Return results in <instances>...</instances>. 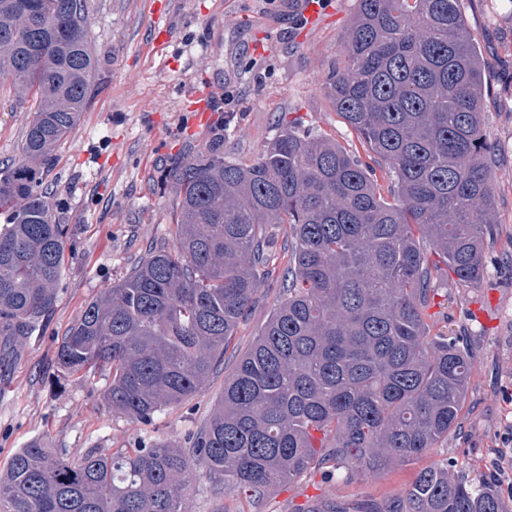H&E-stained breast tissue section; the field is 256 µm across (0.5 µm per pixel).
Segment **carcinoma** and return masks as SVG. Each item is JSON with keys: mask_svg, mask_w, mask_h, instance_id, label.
<instances>
[{"mask_svg": "<svg viewBox=\"0 0 512 512\" xmlns=\"http://www.w3.org/2000/svg\"><path fill=\"white\" fill-rule=\"evenodd\" d=\"M325 90L378 158L283 126L255 160L224 132L176 161L173 245L87 302L58 342L63 373L106 370L102 400L152 421L206 385L272 274L266 226L293 241L283 299L224 381L190 447L72 456L41 440L0 471V512H192L205 479L258 503L315 471L347 480L407 465L448 441L474 366L470 344L429 322L442 275H487L495 197L483 64L459 0H356ZM99 62L85 0H0V85L30 103L20 162L0 168V345L51 314L74 228L43 191L46 165L90 105ZM364 512H512L495 480L442 458Z\"/></svg>", "mask_w": 512, "mask_h": 512, "instance_id": "cac0c4a2", "label": "carcinoma"}]
</instances>
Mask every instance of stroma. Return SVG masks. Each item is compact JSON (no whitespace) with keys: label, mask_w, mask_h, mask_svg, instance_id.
Segmentation results:
<instances>
[{"label":"stroma","mask_w":512,"mask_h":512,"mask_svg":"<svg viewBox=\"0 0 512 512\" xmlns=\"http://www.w3.org/2000/svg\"><path fill=\"white\" fill-rule=\"evenodd\" d=\"M299 0H86L100 74L87 112L45 170L43 189L61 223L76 228L66 246L57 301L49 319L0 367V470L35 439L78 454L134 447L150 437L179 447L210 418L224 381L281 301L276 279L242 322L207 384L187 402L157 412L151 424L111 411L102 400L106 375L85 380L59 372L58 337L85 304L145 258L171 247L176 190L169 165L210 138L224 119V156L252 160L294 121L326 134L373 164L356 132L324 91L338 62L356 0H325L305 27ZM469 32L485 64L484 131L495 148L497 235L488 273L475 287L441 278L448 306L437 325L469 336L475 349L458 428L442 454L463 471L492 472L512 494V0H461ZM220 99L207 119L191 110L198 84ZM31 118L28 104L0 88V167L17 163ZM417 465L343 484L323 473L281 485L263 504L225 494L224 512H311L331 501L344 512L402 494Z\"/></svg>","instance_id":"35a3bbf8"}]
</instances>
